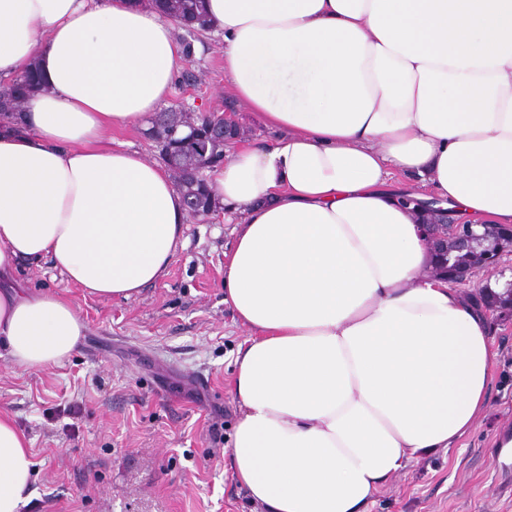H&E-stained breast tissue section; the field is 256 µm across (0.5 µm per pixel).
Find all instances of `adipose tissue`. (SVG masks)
<instances>
[{"label": "adipose tissue", "mask_w": 512, "mask_h": 512, "mask_svg": "<svg viewBox=\"0 0 512 512\" xmlns=\"http://www.w3.org/2000/svg\"><path fill=\"white\" fill-rule=\"evenodd\" d=\"M224 100L273 137L209 173L232 226L224 303L237 353L230 467L261 512H369L412 461L488 409V314L430 276L415 178L474 224L512 223V0H208ZM186 60L150 0H0V350L59 365L74 304L11 277L44 262L96 298L165 277L190 215L164 164L114 144L166 106ZM31 442L0 413V512H22ZM38 76L34 65L30 66L24 73L10 85L6 90H0V115L2 112L18 114L21 110L17 105L25 102L37 88Z\"/></svg>", "instance_id": "obj_1"}]
</instances>
